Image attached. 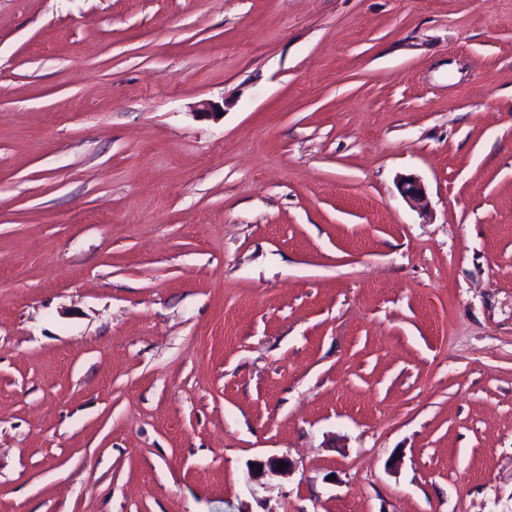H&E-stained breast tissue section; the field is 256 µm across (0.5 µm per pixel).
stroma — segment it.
<instances>
[{"instance_id": "1", "label": "stroma", "mask_w": 512, "mask_h": 512, "mask_svg": "<svg viewBox=\"0 0 512 512\" xmlns=\"http://www.w3.org/2000/svg\"><path fill=\"white\" fill-rule=\"evenodd\" d=\"M0 512H512V0H0ZM280 463L285 464V468L283 470H280ZM252 464H254V467H251L250 465V478L261 485L264 484L261 482L262 480L282 476L287 472L289 473L291 469L289 460L284 457L271 456L265 460H257Z\"/></svg>"}]
</instances>
